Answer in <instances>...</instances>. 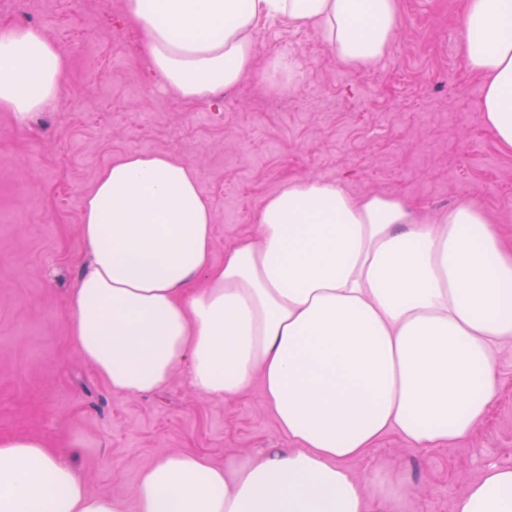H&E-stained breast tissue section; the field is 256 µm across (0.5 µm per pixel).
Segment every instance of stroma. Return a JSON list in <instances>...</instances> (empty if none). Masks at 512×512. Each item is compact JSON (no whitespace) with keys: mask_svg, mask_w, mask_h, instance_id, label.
<instances>
[{"mask_svg":"<svg viewBox=\"0 0 512 512\" xmlns=\"http://www.w3.org/2000/svg\"><path fill=\"white\" fill-rule=\"evenodd\" d=\"M465 3L401 0L391 49L359 71L313 30L261 22L258 62L295 56L298 90L246 78L186 102L148 73L123 0H56L48 16L43 0H0V27L41 20L65 61V91L51 106L22 124L0 112V435L71 448L89 493L121 497L127 512H136L142 470L162 455L190 451L221 466L289 445L260 383L211 398L191 391L180 370L159 391L125 395L69 346L67 298L88 260L82 202L122 156L166 153L194 169L213 211L216 263L254 232L262 199L290 177L401 194L433 212L475 201L511 242L512 152L483 120V84L462 47ZM498 379L467 437L425 451L391 433L348 468L365 482L406 475V512H453L487 468H512V341L501 347Z\"/></svg>","mask_w":512,"mask_h":512,"instance_id":"1","label":"stroma"}]
</instances>
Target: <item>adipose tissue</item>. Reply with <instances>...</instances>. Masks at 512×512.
Masks as SVG:
<instances>
[{"instance_id": "obj_1", "label": "adipose tissue", "mask_w": 512, "mask_h": 512, "mask_svg": "<svg viewBox=\"0 0 512 512\" xmlns=\"http://www.w3.org/2000/svg\"><path fill=\"white\" fill-rule=\"evenodd\" d=\"M149 73L192 101L258 67L261 21L313 29L348 68L383 58L398 0H124ZM463 52L481 110L512 151V0H466ZM64 61L39 29L0 31V112L25 120L63 91ZM256 235L211 260L213 212L191 166L164 154L112 162L86 195L90 261L66 305L68 342L121 394L162 389L179 368L210 397L261 382L289 445L239 464L161 456L137 512H398L404 482L364 485L346 467L388 433L428 450L453 444L498 392L512 339V243L477 202L430 213L393 194L290 179L266 196ZM0 512H127L89 494L70 453L40 436H0ZM455 512H512V468L491 467Z\"/></svg>"}]
</instances>
